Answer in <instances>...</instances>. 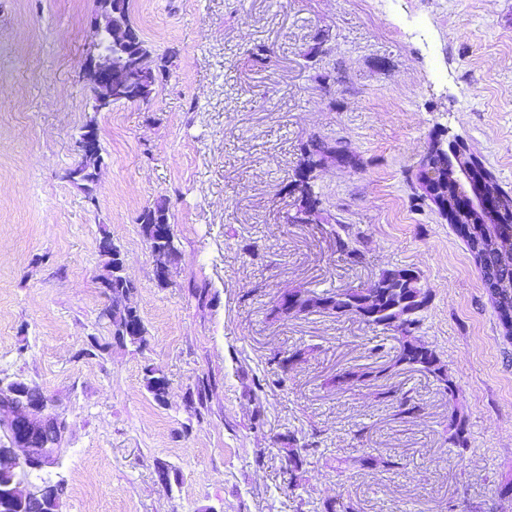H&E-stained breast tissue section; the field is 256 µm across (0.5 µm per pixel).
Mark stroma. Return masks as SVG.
Here are the masks:
<instances>
[{"label": "stroma", "mask_w": 512, "mask_h": 512, "mask_svg": "<svg viewBox=\"0 0 512 512\" xmlns=\"http://www.w3.org/2000/svg\"><path fill=\"white\" fill-rule=\"evenodd\" d=\"M130 3L153 54L174 52L171 74L152 104L96 112L85 66L99 0H0V387L38 389L67 423L53 461L31 471L17 452L10 467L64 485L59 512H323L339 498L358 512H491L512 478V341L416 173L459 140L512 198V0ZM89 122L104 166L88 195L66 173ZM315 137L349 154L316 171L320 213L290 224ZM160 199L178 241L166 285L138 222ZM340 224L358 261L336 243ZM106 235L126 255L142 349L113 342L102 315ZM400 268L430 293L420 336L456 401L415 371L337 385L384 362L390 335L352 315L278 312L283 293L364 288ZM276 357L290 361L282 386ZM148 366L168 380L164 401ZM391 387L419 413L397 418ZM455 410L462 453L446 440ZM292 437L318 443L298 497L283 475ZM362 454L379 466L337 471ZM448 445L453 448L466 449L469 447V431L466 418L457 411L448 418Z\"/></svg>", "instance_id": "stroma-1"}]
</instances>
